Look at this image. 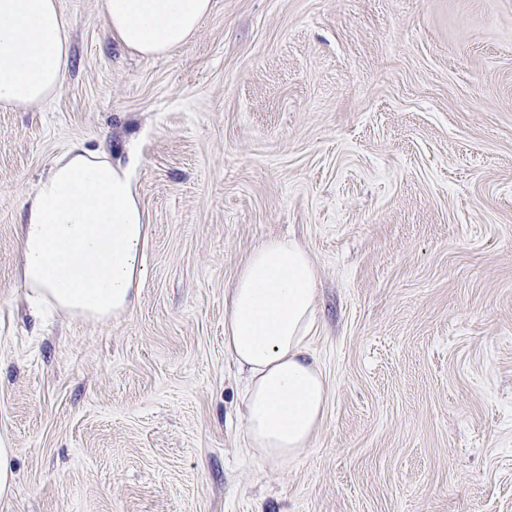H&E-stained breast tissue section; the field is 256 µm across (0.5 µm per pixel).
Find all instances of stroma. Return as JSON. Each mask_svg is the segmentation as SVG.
<instances>
[{
    "label": "stroma",
    "instance_id": "35a3bbf8",
    "mask_svg": "<svg viewBox=\"0 0 512 512\" xmlns=\"http://www.w3.org/2000/svg\"><path fill=\"white\" fill-rule=\"evenodd\" d=\"M139 56L60 0L51 102L0 107V512H512V0H212ZM136 156L147 269L87 321L30 297L19 200ZM290 237L319 276L308 446L248 447L224 302ZM15 449L0 446V499L10 497L15 484V473L11 465V459Z\"/></svg>",
    "mask_w": 512,
    "mask_h": 512
}]
</instances>
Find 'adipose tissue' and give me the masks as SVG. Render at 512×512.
Instances as JSON below:
<instances>
[{
    "instance_id": "ef3b65f1",
    "label": "adipose tissue",
    "mask_w": 512,
    "mask_h": 512,
    "mask_svg": "<svg viewBox=\"0 0 512 512\" xmlns=\"http://www.w3.org/2000/svg\"><path fill=\"white\" fill-rule=\"evenodd\" d=\"M212 0H101L112 37L144 57L183 48ZM70 54L59 0H0V105L51 100ZM22 277L51 306L85 319L120 317L146 277V215L134 166L75 143L23 200ZM317 273L306 251L271 239L243 259L224 310V350L247 373V444L281 464L305 448L328 401L308 347Z\"/></svg>"
}]
</instances>
